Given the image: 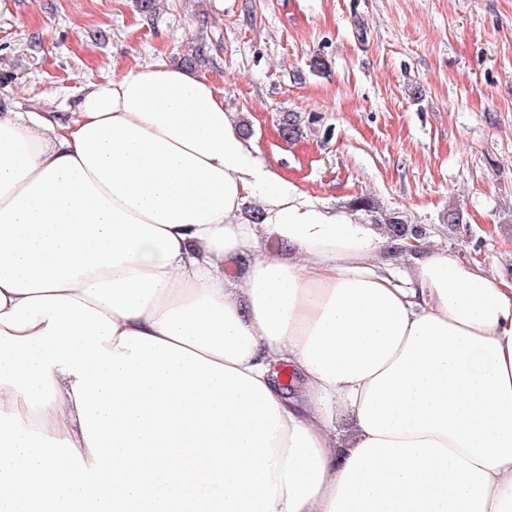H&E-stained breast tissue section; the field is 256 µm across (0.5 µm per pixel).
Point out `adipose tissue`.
Returning a JSON list of instances; mask_svg holds the SVG:
<instances>
[{
    "mask_svg": "<svg viewBox=\"0 0 512 512\" xmlns=\"http://www.w3.org/2000/svg\"><path fill=\"white\" fill-rule=\"evenodd\" d=\"M391 245L194 69L1 112L0 512H512V280Z\"/></svg>",
    "mask_w": 512,
    "mask_h": 512,
    "instance_id": "adipose-tissue-1",
    "label": "adipose tissue"
}]
</instances>
